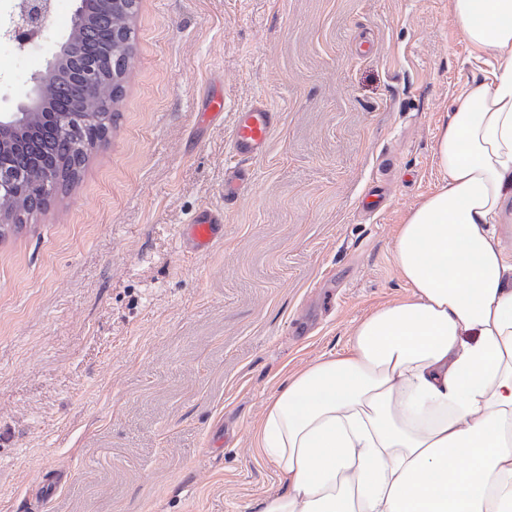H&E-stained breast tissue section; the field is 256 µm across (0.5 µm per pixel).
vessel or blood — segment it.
Masks as SVG:
<instances>
[{
    "label": "vessel or blood",
    "mask_w": 512,
    "mask_h": 512,
    "mask_svg": "<svg viewBox=\"0 0 512 512\" xmlns=\"http://www.w3.org/2000/svg\"><path fill=\"white\" fill-rule=\"evenodd\" d=\"M280 114L269 108L264 100H255L241 112L231 135V147L239 159H258L264 156L270 145V137L279 123ZM224 222L219 211L200 212L192 224L186 227V239L192 249H207L217 238Z\"/></svg>",
    "instance_id": "b4317fda"
}]
</instances>
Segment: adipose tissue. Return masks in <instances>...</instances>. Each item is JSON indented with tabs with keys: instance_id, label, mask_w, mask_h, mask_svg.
<instances>
[{
	"instance_id": "adipose-tissue-1",
	"label": "adipose tissue",
	"mask_w": 512,
	"mask_h": 512,
	"mask_svg": "<svg viewBox=\"0 0 512 512\" xmlns=\"http://www.w3.org/2000/svg\"><path fill=\"white\" fill-rule=\"evenodd\" d=\"M451 9L494 75L466 87L444 184L393 243L408 295L269 401L257 446L282 489L260 512H512V0Z\"/></svg>"
}]
</instances>
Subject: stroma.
I'll return each mask as SVG.
<instances>
[{"instance_id":"stroma-1","label":"stroma","mask_w":512,"mask_h":512,"mask_svg":"<svg viewBox=\"0 0 512 512\" xmlns=\"http://www.w3.org/2000/svg\"><path fill=\"white\" fill-rule=\"evenodd\" d=\"M75 6L53 0L34 48L0 42L17 60L0 113ZM132 27L105 140L0 238V512H260L269 400L408 293L392 244L492 71L450 0H139ZM258 98L281 121L228 206L231 134ZM206 209L224 224L197 252L184 227Z\"/></svg>"}]
</instances>
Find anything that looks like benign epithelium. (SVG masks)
Listing matches in <instances>:
<instances>
[{
  "label": "benign epithelium",
  "mask_w": 512,
  "mask_h": 512,
  "mask_svg": "<svg viewBox=\"0 0 512 512\" xmlns=\"http://www.w3.org/2000/svg\"><path fill=\"white\" fill-rule=\"evenodd\" d=\"M91 0H76L70 31L58 43L45 73L34 77V86L25 98L16 105L13 112L0 113V157L6 153L26 151L29 153V167L22 168L0 161V222L12 208L15 201L28 194L38 195L44 201L53 193V172L45 153L35 143L50 134L67 136L74 148L81 150L85 144L86 126L101 118L93 104L103 99V83L99 62L86 59L71 82L72 94L83 101L85 107L76 111L58 110L45 97V85L67 64L70 46L75 35L95 24V16L89 8ZM52 0H20L11 15V33L19 46L46 27L52 12ZM38 171L41 179L35 181L30 172Z\"/></svg>",
  "instance_id": "benign-epithelium-1"
}]
</instances>
